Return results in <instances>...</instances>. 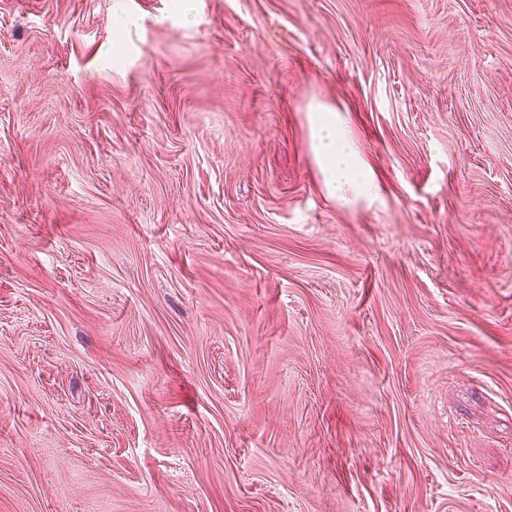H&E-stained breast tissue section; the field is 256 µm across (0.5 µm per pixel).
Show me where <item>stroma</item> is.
<instances>
[{
  "mask_svg": "<svg viewBox=\"0 0 512 512\" xmlns=\"http://www.w3.org/2000/svg\"><path fill=\"white\" fill-rule=\"evenodd\" d=\"M0 512H512V0H0ZM310 149L318 164L324 187L330 197L343 206L358 197L371 201L379 197V187L372 170L361 160L349 138L340 110L319 100L306 109Z\"/></svg>",
  "mask_w": 512,
  "mask_h": 512,
  "instance_id": "obj_1",
  "label": "stroma"
}]
</instances>
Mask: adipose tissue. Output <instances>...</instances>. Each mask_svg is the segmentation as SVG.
<instances>
[{"instance_id":"1","label":"adipose tissue","mask_w":512,"mask_h":512,"mask_svg":"<svg viewBox=\"0 0 512 512\" xmlns=\"http://www.w3.org/2000/svg\"><path fill=\"white\" fill-rule=\"evenodd\" d=\"M310 149L318 164L324 187L342 205L357 198L379 196L372 170L361 160L349 138L342 114L336 107L314 100L306 109Z\"/></svg>"}]
</instances>
